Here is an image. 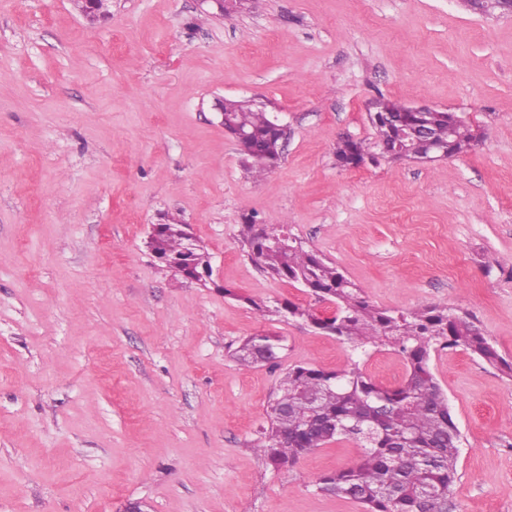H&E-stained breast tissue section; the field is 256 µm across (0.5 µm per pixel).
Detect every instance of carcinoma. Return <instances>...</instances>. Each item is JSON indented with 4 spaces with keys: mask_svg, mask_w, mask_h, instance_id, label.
<instances>
[{
    "mask_svg": "<svg viewBox=\"0 0 512 512\" xmlns=\"http://www.w3.org/2000/svg\"><path fill=\"white\" fill-rule=\"evenodd\" d=\"M380 113L372 122L373 142L345 138L336 145V161L376 152L381 157L396 149L415 156L424 150L418 139H399L392 120L415 127L427 124L434 141L452 155L474 146L471 125L455 112L419 113L405 105L378 103ZM246 135L248 168L262 176L281 160L282 132L268 113L245 101L224 100ZM286 232L253 219L242 224L243 242L251 258L272 276L299 284L335 305L323 316L290 301L277 312L301 319L346 345L350 364L326 372L304 365L289 369L267 409V427L255 441V452L276 470L292 468L300 458L338 436L361 442L360 459L352 466L318 478L315 491L352 499L365 512H448V501L457 481L461 432L448 399L429 362L437 349L459 348L493 367L512 374V363L476 324L472 315L448 306L430 305L410 312H395L369 304L360 289L336 266L302 244L276 246ZM152 251L165 266L182 276L210 265L206 248H188L186 225H158ZM389 347L406 361V376L394 387L372 381L360 369L359 358ZM282 349L274 334L247 337L236 352L244 366L273 363Z\"/></svg>",
    "mask_w": 512,
    "mask_h": 512,
    "instance_id": "1",
    "label": "carcinoma"
}]
</instances>
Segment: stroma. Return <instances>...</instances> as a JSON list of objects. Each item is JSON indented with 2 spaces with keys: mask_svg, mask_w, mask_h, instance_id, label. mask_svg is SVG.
I'll list each match as a JSON object with an SVG mask.
<instances>
[{
  "mask_svg": "<svg viewBox=\"0 0 512 512\" xmlns=\"http://www.w3.org/2000/svg\"><path fill=\"white\" fill-rule=\"evenodd\" d=\"M0 0V512H362L316 493L362 449L339 438L277 471L253 450L288 368L347 347L280 317L328 301L271 277L242 218L284 227L370 304L468 311L512 360V14L463 0ZM279 110L282 159L244 167L216 100ZM473 120L468 152L339 166L372 103ZM188 225L206 282L148 250ZM272 332L275 364L240 365ZM360 367L385 386V347ZM430 369L461 431L448 512H512V377L459 349ZM282 338L274 334H257L247 337L236 352L241 365L274 363L282 349Z\"/></svg>",
  "mask_w": 512,
  "mask_h": 512,
  "instance_id": "stroma-1",
  "label": "stroma"
}]
</instances>
